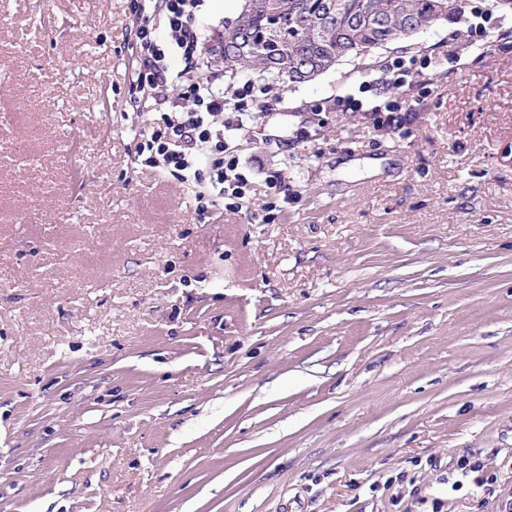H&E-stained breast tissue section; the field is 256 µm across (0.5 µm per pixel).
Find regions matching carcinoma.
<instances>
[{
    "instance_id": "carcinoma-1",
    "label": "carcinoma",
    "mask_w": 512,
    "mask_h": 512,
    "mask_svg": "<svg viewBox=\"0 0 512 512\" xmlns=\"http://www.w3.org/2000/svg\"><path fill=\"white\" fill-rule=\"evenodd\" d=\"M265 0H240L224 20V74L257 75L292 85L308 61L323 75L346 59H365L411 43L460 13V0H276L284 28L270 27ZM286 38L277 55L266 50Z\"/></svg>"
}]
</instances>
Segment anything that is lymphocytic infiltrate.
<instances>
[{
  "label": "lymphocytic infiltrate",
  "mask_w": 512,
  "mask_h": 512,
  "mask_svg": "<svg viewBox=\"0 0 512 512\" xmlns=\"http://www.w3.org/2000/svg\"><path fill=\"white\" fill-rule=\"evenodd\" d=\"M205 0H141L135 26V83L160 105L158 123L139 146L145 167L188 186L198 205L249 201L251 181L232 151L238 130L256 121L250 84L224 90L220 31L200 22Z\"/></svg>",
  "instance_id": "f902f5d3"
}]
</instances>
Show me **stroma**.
Segmentation results:
<instances>
[{
	"label": "stroma",
	"instance_id": "stroma-1",
	"mask_svg": "<svg viewBox=\"0 0 512 512\" xmlns=\"http://www.w3.org/2000/svg\"><path fill=\"white\" fill-rule=\"evenodd\" d=\"M139 2L0 0V512H504L512 11L254 78L252 203L200 212L136 161ZM413 55L393 122L348 110ZM410 60V65L407 66L404 59H401V57L395 58L379 73L366 76V79L362 81L361 86L364 89H367L366 91H375L377 95V93H385L384 89L387 85L394 84L400 89L401 94H403L405 92L404 88L406 86H411L415 79L423 74L422 70L412 68V65L417 61L413 59Z\"/></svg>",
	"mask_w": 512,
	"mask_h": 512
}]
</instances>
